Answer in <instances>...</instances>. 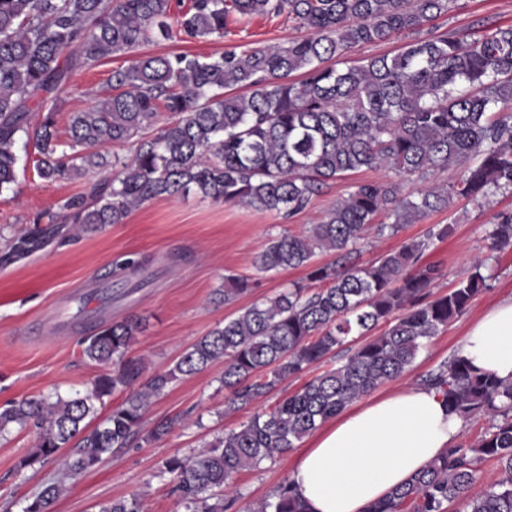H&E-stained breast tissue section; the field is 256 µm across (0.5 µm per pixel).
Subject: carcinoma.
Masks as SVG:
<instances>
[{
	"label": "carcinoma",
	"instance_id": "cac0c4a2",
	"mask_svg": "<svg viewBox=\"0 0 512 512\" xmlns=\"http://www.w3.org/2000/svg\"><path fill=\"white\" fill-rule=\"evenodd\" d=\"M459 8V0H193L178 19L189 38L224 36L229 13L288 17L304 34L286 45L251 46L217 57L188 53L138 56L112 72V93L96 96L87 111L72 112L71 153L58 152V92L73 73L114 55L172 35V0H0V191L16 182V143L33 142L45 181L98 174L94 201L65 203L62 220L88 232L121 224L133 208L193 188L205 198L293 214L319 196L328 181L361 170L390 176L359 183L301 234L269 240L256 259L263 273L306 269L312 291L296 282L252 303L198 339L166 372L139 384L141 359L129 356L142 322L127 316L81 340L89 359L112 369L91 387L68 396L25 398L0 407V436L37 429L35 457L47 459L74 445L60 476L35 498L44 512L68 484L115 448L138 435L159 441L177 420L142 429L151 399L181 377L224 360L225 412L258 403L280 382L335 357L338 365L306 382L274 408L254 413L206 448L165 461L173 493L186 512H229L243 469L286 453L295 443L379 386L403 376L418 353L463 314L486 285L477 260L451 291L435 295L437 278L419 260L431 239L452 233L439 225L432 237L410 239L367 265H345L377 235L446 209L456 197L479 207L498 191L512 192V26L443 29L432 21ZM401 35L400 51L367 56L358 47ZM230 88L245 90L232 95ZM165 110L174 120L139 143L130 157L102 149L124 142ZM461 168L457 180L402 195L401 180H426ZM39 223L8 241L3 259L21 258L42 243ZM491 248H512V213L489 232ZM338 261L313 265L316 252ZM249 280L224 278V302L247 294ZM388 326L380 335L371 332ZM425 381L469 421H488L474 441H461L433 460L371 512H512V382L475 369L461 354ZM116 390L122 403L92 431L87 419ZM494 461L500 477L469 494L479 466ZM98 512H145L134 494ZM254 512H304L289 482H282Z\"/></svg>",
	"mask_w": 512,
	"mask_h": 512
}]
</instances>
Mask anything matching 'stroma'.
<instances>
[{
	"instance_id": "35a3bbf8",
	"label": "stroma",
	"mask_w": 512,
	"mask_h": 512,
	"mask_svg": "<svg viewBox=\"0 0 512 512\" xmlns=\"http://www.w3.org/2000/svg\"><path fill=\"white\" fill-rule=\"evenodd\" d=\"M478 21L512 25V0H460L459 9L438 24L448 28ZM298 34L283 15L234 16L223 37L186 40L176 35L143 45L141 51L217 56L252 43L281 45ZM130 61L127 55L113 56L76 72L58 97L59 132H66L69 114L91 108L94 93L108 90L113 70ZM16 153L17 181L0 192V250L36 219L58 215L69 198L90 197L97 182L93 176L44 181L36 172L39 155L34 147L20 142ZM385 176L382 170H363L329 181L320 196L291 217L216 202L193 191L160 197L132 211L123 223L77 237L67 235L17 263L0 264V406L89 388L104 367L83 356L82 336L130 315L143 318L145 324L131 356L142 358L149 375L172 368L188 347L225 318L304 280L302 268L257 273L255 260L268 239L298 234L320 223L326 210L357 182ZM500 213H512V193L495 195L485 208L457 198L448 209L404 225L396 235H370L368 245L353 255V262L367 264L398 249L405 240L425 237L436 225L449 223L453 233L434 241L421 258L422 264L435 266L441 273L435 292L453 288L469 274L475 259L486 262L485 289L418 354L406 381L423 380L459 353L472 321L491 304L512 298V249L492 250L489 240L491 225ZM130 258L142 261L147 283L125 295L114 271ZM228 275L256 279L257 285L236 302L224 303L216 291ZM223 375L224 363L219 360L173 382L154 398L144 425L149 428L171 417L180 418V425L158 442L134 441L115 450L73 482L52 512H98L105 502L139 492L144 493L149 512H183L171 492L170 477L163 472L164 461L201 450L250 416L246 409L225 413ZM35 450L33 429L0 437V512H24L40 486L60 473L69 455L64 448L50 459L19 468V459ZM294 461V453L288 452L236 475L240 497L233 512H246L249 505L269 496L288 477Z\"/></svg>"
}]
</instances>
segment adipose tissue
Returning a JSON list of instances; mask_svg holds the SVG:
<instances>
[{
  "label": "adipose tissue",
  "instance_id": "adipose-tissue-1",
  "mask_svg": "<svg viewBox=\"0 0 512 512\" xmlns=\"http://www.w3.org/2000/svg\"><path fill=\"white\" fill-rule=\"evenodd\" d=\"M462 354L477 369L512 381V298L473 322ZM463 425L441 392L395 386L320 427L296 453L292 489L306 512H368L444 454Z\"/></svg>",
  "mask_w": 512,
  "mask_h": 512
}]
</instances>
